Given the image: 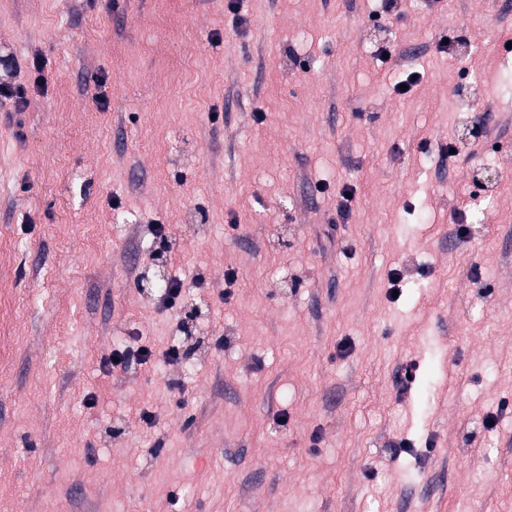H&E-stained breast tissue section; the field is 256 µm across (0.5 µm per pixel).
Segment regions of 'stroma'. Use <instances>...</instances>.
<instances>
[{
    "label": "stroma",
    "mask_w": 512,
    "mask_h": 512,
    "mask_svg": "<svg viewBox=\"0 0 512 512\" xmlns=\"http://www.w3.org/2000/svg\"><path fill=\"white\" fill-rule=\"evenodd\" d=\"M375 7L0 0V512H512V0ZM131 356L138 358L140 364H147L153 357V351L146 346L138 347L132 350V352L127 349L122 351L114 350L108 357L104 358V363L112 366V371L123 369ZM113 357L119 358V361H113Z\"/></svg>",
    "instance_id": "obj_1"
}]
</instances>
